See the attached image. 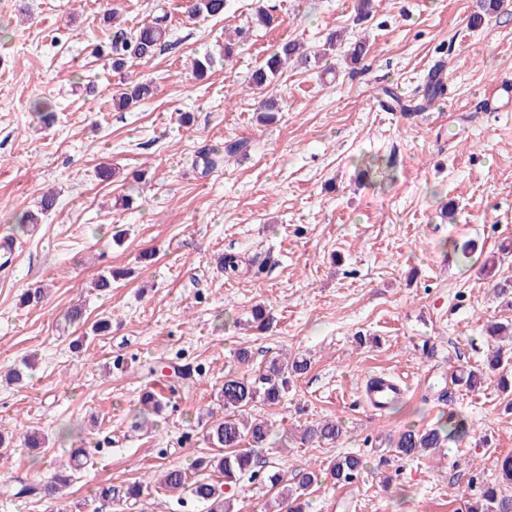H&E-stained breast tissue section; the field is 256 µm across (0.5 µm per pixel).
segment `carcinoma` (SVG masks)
Returning <instances> with one entry per match:
<instances>
[{"mask_svg":"<svg viewBox=\"0 0 512 512\" xmlns=\"http://www.w3.org/2000/svg\"><path fill=\"white\" fill-rule=\"evenodd\" d=\"M226 6L227 0H189L188 13L193 16L218 18L224 15ZM106 20L112 23V36L107 43L106 53L112 59V69L116 72L124 70L134 62L152 58L166 43L169 21L166 13L153 17L150 22L134 31L116 23L115 12L110 9L107 10ZM249 32L248 28H240L225 36L224 61L233 59L239 44L248 40ZM338 41L337 35L327 37V48L322 53L313 55L294 40L280 43L254 71L249 82L250 88L259 92L266 90L291 61L303 68L317 65L319 57L335 50ZM367 52L366 42L358 39L350 43L345 54L347 64L352 68L356 67L366 57ZM152 93L153 87L147 82L128 84L122 92L113 96V107L119 111L126 110L150 97ZM31 111L45 124L50 125L55 121L52 105L44 99L33 101ZM280 111L281 107L276 99L265 98L258 109L259 120L262 123L271 122ZM245 148V142L235 141L224 146L221 151L214 149L204 156L203 169L211 170L224 156L236 154ZM55 206L56 197L45 193L40 198L37 212L23 215L20 223L37 224L39 216L53 210ZM511 363L512 354L506 356L497 348L486 358L485 368L480 373L498 376V386L506 390L512 387V374L508 369ZM307 367L306 359L295 357L291 360L270 361L265 373L257 377L226 373L221 388L226 414L211 421L205 430L206 441L210 447L218 449L220 454L198 458L193 465L192 477L181 468H167L151 482L136 480L120 490L110 484L100 486L97 488L98 497L110 502L112 498L120 496L123 501L135 505L144 495V490L153 486L158 492L172 495L181 496L187 492L194 501L205 506V512H233L232 499L226 495L224 488L235 486L245 476L251 479L257 477L259 471L256 470L255 449L261 447L269 435L265 422L256 419L249 421L243 417V412L257 399L270 405L278 403L288 391L292 379L302 374ZM139 404L138 421L134 423V428L138 430L149 425L148 415L160 416L164 407L168 406L164 396L148 386L140 396ZM470 431L468 419L451 412L434 428L422 431L415 428L402 430L394 442L395 452L401 457L422 455L445 447L450 440L462 441L470 436ZM341 434V428L334 421H312L304 425L301 440L307 444L331 443ZM84 458L85 450L76 448L68 464L55 469L46 482L37 487L21 483L12 488V494L17 497L58 494L75 482L78 473L85 468ZM362 469L363 461L354 455L338 457L325 469H304L294 475L292 488L282 496L281 509L283 512H305V498L309 490L322 482L323 476L327 475L337 483L350 484L358 478ZM211 470L219 471L222 482H214L204 475V472ZM468 509L469 512H512V495L506 494L497 484H487L481 488L476 501Z\"/></svg>","mask_w":512,"mask_h":512,"instance_id":"carcinoma-1","label":"carcinoma"}]
</instances>
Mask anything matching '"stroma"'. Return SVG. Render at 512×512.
I'll use <instances>...</instances> for the list:
<instances>
[{"instance_id": "stroma-1", "label": "stroma", "mask_w": 512, "mask_h": 512, "mask_svg": "<svg viewBox=\"0 0 512 512\" xmlns=\"http://www.w3.org/2000/svg\"><path fill=\"white\" fill-rule=\"evenodd\" d=\"M281 23L252 25L255 0H228L223 17L189 18L187 0H0V235L17 254L0 261V431H41L45 448L15 445L0 456V485L46 480L72 449L94 457L59 499L0 493V512H123L96 499L114 487L183 468L213 455L204 417H223L227 372L252 375L279 355L308 361L282 402H254L270 433L256 456L263 468L294 471L356 455L351 484L325 483L309 512H465L482 483L500 478L512 457V391L496 379L476 388L454 375L481 367L485 328L512 324V111L483 108L486 88L512 77V9L472 23L475 0H381L355 23L354 0H267ZM113 7L126 28L157 7L171 15L167 45L124 75L95 56L112 32ZM250 37L233 62L224 36ZM336 31L367 38L361 68L343 56L322 68H288L272 86L283 110L256 118L252 70L286 39L309 49ZM215 64L194 79L193 58ZM443 66L447 92L413 112L423 79ZM155 93L133 109L112 107L125 83ZM57 119L40 123L34 100ZM243 140L246 152L203 173L197 155ZM113 176H96L99 164ZM58 195L40 223L19 225L41 195ZM473 241L463 258L456 242ZM238 254L239 275L219 261ZM494 259V273L484 272ZM125 276L109 293L98 276ZM44 288L36 305L21 293ZM81 305L85 321L70 323ZM264 305L273 321L249 326ZM108 316L112 332L72 343ZM247 350L248 363L237 361ZM32 359L30 379L7 369ZM192 366L157 427L132 422L144 364ZM405 382L397 405L380 414L361 400L367 381ZM467 416L472 434L414 458L393 442L406 427L429 429L448 412ZM333 419L335 442L307 445L299 428ZM235 512H274L277 488L260 479L233 487Z\"/></svg>"}]
</instances>
